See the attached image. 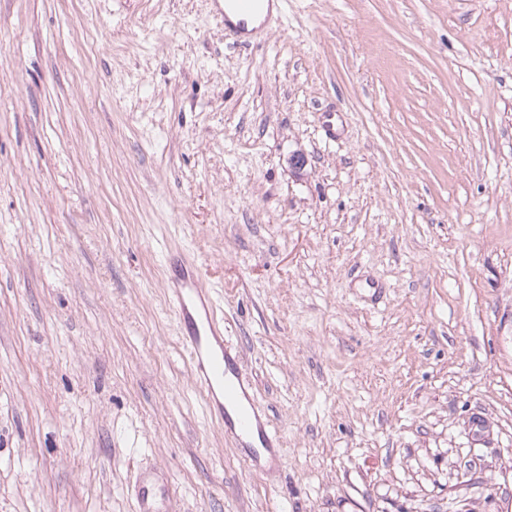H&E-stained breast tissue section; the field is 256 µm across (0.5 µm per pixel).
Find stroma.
<instances>
[{
  "label": "stroma",
  "mask_w": 512,
  "mask_h": 512,
  "mask_svg": "<svg viewBox=\"0 0 512 512\" xmlns=\"http://www.w3.org/2000/svg\"><path fill=\"white\" fill-rule=\"evenodd\" d=\"M158 469L169 512H512V0H288L254 49L214 0H0V512H134ZM170 301L181 324V341L188 353L194 383L203 391L211 417L243 448L242 461L251 469L262 456L269 459L276 439L255 407L251 385L242 372L240 356L224 341L218 305L208 292L196 261L184 256L171 281ZM258 438L261 448L252 439Z\"/></svg>",
  "instance_id": "obj_1"
}]
</instances>
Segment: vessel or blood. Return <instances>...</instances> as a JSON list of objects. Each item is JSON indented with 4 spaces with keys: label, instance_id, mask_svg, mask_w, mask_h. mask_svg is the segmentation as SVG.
I'll use <instances>...</instances> for the list:
<instances>
[{
    "label": "vessel or blood",
    "instance_id": "1",
    "mask_svg": "<svg viewBox=\"0 0 512 512\" xmlns=\"http://www.w3.org/2000/svg\"><path fill=\"white\" fill-rule=\"evenodd\" d=\"M272 4L277 5L279 15H286L287 0H224L218 13L225 35L263 39L272 15L268 7ZM170 301L181 324V341L189 356L193 381L205 395L210 416L242 448L244 465L254 468L262 456L273 454L276 440L254 405L239 354L224 340L217 302L192 257H184L178 276L172 280ZM168 494L167 487L138 484L137 512H157V502Z\"/></svg>",
    "mask_w": 512,
    "mask_h": 512
}]
</instances>
